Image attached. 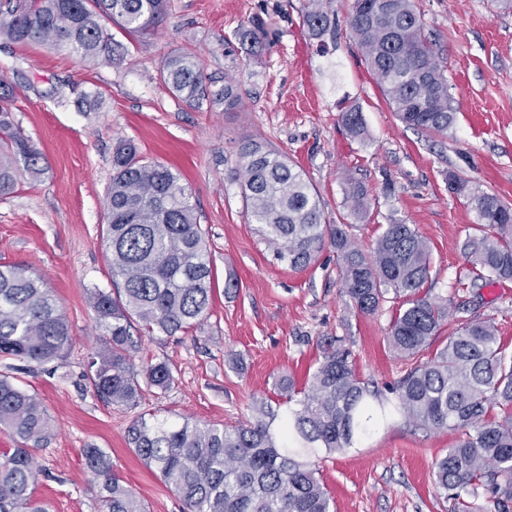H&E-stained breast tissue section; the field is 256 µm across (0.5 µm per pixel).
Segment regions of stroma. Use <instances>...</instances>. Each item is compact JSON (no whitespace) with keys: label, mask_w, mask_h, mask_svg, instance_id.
I'll use <instances>...</instances> for the list:
<instances>
[{"label":"stroma","mask_w":512,"mask_h":512,"mask_svg":"<svg viewBox=\"0 0 512 512\" xmlns=\"http://www.w3.org/2000/svg\"><path fill=\"white\" fill-rule=\"evenodd\" d=\"M352 3L332 0L329 27L315 37L302 25L308 0H170L164 21L112 66L0 38V76L15 88V120L48 163L41 179H22L16 193L0 199V264L20 263L42 276L73 336L62 361H22L10 372L0 358V374L35 392L50 417L35 451L34 491L49 512H98L82 457L89 446L109 452L146 512H184L130 449L132 422L149 413L232 429L254 422L266 403L286 414L279 381L307 384L327 338L351 351L360 377L381 396L403 375L406 364L387 341L399 300L358 313L341 292L330 250L304 270L273 260L243 211L242 139H262L298 165L327 221L350 225L363 251L392 221L412 224L431 247L432 296L492 320L512 349V280L473 278L462 245L477 222L475 204L448 186L455 174L512 203V10L498 0H414L459 105L454 127L432 137L392 111L352 38ZM255 16L266 21L271 44L249 56L239 34ZM178 50L196 55L212 90L237 85L241 108L196 109L172 93L159 70ZM352 105L362 110V141L341 123ZM122 139L179 173L214 269L207 321L173 337L139 336L137 369L169 360L175 384L164 393L146 388L134 409L102 403L83 377L99 341L87 291L113 287L105 195L112 150ZM352 180L367 193L366 215H354L346 202ZM229 278L236 288L225 289ZM457 439V432L395 415L355 447L318 450L332 512H450L434 471Z\"/></svg>","instance_id":"35a3bbf8"}]
</instances>
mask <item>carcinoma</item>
Masks as SVG:
<instances>
[{"label": "carcinoma", "instance_id": "obj_1", "mask_svg": "<svg viewBox=\"0 0 512 512\" xmlns=\"http://www.w3.org/2000/svg\"><path fill=\"white\" fill-rule=\"evenodd\" d=\"M329 0H312L303 26L314 36L329 25ZM168 0H7L11 19L0 23V37L20 45L66 50L92 65L123 59L121 35L134 40L154 29ZM108 19L111 27L103 24ZM241 44L268 41L265 22L250 21ZM349 29L377 78L389 105L406 126L444 135L458 108L434 45L425 34L413 0H353ZM160 76L186 104L197 108H240L241 91L219 92L204 82L201 63L175 52ZM14 88L0 78V197L14 194L20 178L46 173L44 154L15 123ZM354 138L365 136L362 111L341 115ZM242 196L248 218L260 226L274 260L303 269L321 253H336L342 292L362 314H373L386 295L402 299L392 319L388 345L410 362L393 387L392 410L406 421L459 433L437 462V485L452 501L451 512H477L478 490L489 494L496 512L512 503V351L491 321L472 309L434 357L419 362L435 343L451 308L424 290L430 275V246L411 224L386 225L365 255L347 224H326L318 194L306 174L280 152L249 139L239 144ZM172 168L145 157L130 140L112 152V180L106 191V246L112 278L121 286L88 290L103 346L88 354L84 377L96 396L133 408L146 385L166 392L175 384L170 363L136 369L133 332L172 337L202 324L213 299V265L190 194ZM478 213L475 233L464 244L476 279L512 280V205L498 195H473ZM350 210H368L363 187L346 189ZM72 346L68 319L45 280L22 265H0V357L43 364L63 360ZM294 407L271 432L277 414L260 410L255 422L226 430L216 425L149 421L138 417L128 430L135 454L173 489L188 512H331V498L318 469L302 460L313 448L336 452L370 431L374 409L370 391L356 373L348 349L330 344L309 384H280ZM499 409L495 415L494 409ZM0 426L20 447L0 454V512H47L35 499L37 472L29 445L49 430L42 401L0 374ZM91 487L101 512H145L133 490L117 475L101 448L83 449Z\"/></svg>", "mask_w": 512, "mask_h": 512}]
</instances>
